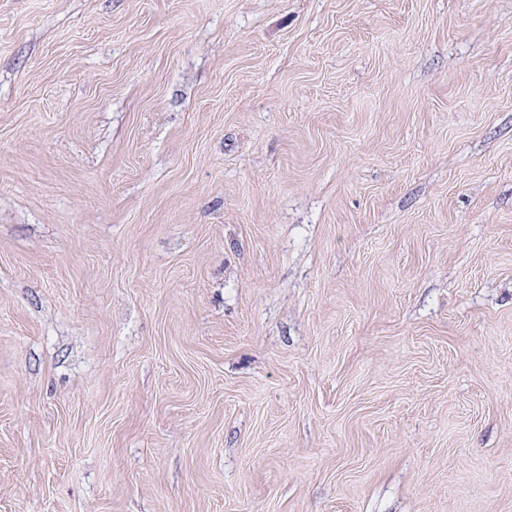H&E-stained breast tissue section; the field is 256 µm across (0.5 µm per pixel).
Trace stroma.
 Wrapping results in <instances>:
<instances>
[{"instance_id": "stroma-1", "label": "stroma", "mask_w": 512, "mask_h": 512, "mask_svg": "<svg viewBox=\"0 0 512 512\" xmlns=\"http://www.w3.org/2000/svg\"><path fill=\"white\" fill-rule=\"evenodd\" d=\"M0 512H512V0H0Z\"/></svg>"}]
</instances>
